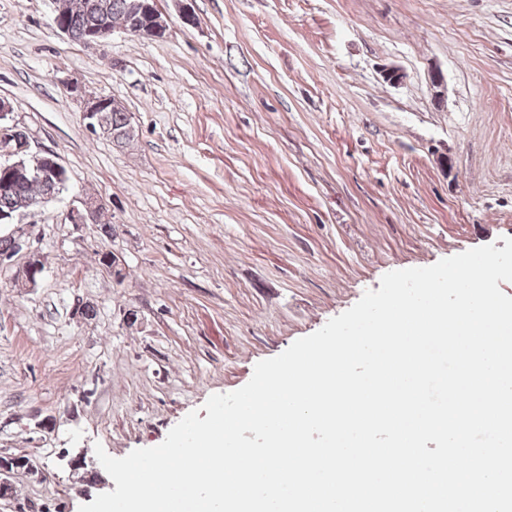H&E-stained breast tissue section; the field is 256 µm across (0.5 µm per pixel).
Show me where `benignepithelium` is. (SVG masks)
Segmentation results:
<instances>
[{
    "label": "benign epithelium",
    "instance_id": "benign-epithelium-1",
    "mask_svg": "<svg viewBox=\"0 0 512 512\" xmlns=\"http://www.w3.org/2000/svg\"><path fill=\"white\" fill-rule=\"evenodd\" d=\"M167 24L155 7V0H133L129 8L128 24L123 32L139 37H160L166 32ZM121 108V104L105 96L92 99L84 111V119L89 129L94 130L101 125L102 108ZM15 108L7 100L0 99V193H10L17 185L32 180H45L49 177L56 181L65 179V167L59 157L52 152H33L30 149L28 136L20 128L14 118ZM98 205L86 201L82 207H73L66 213L71 224H88L94 220ZM33 209L23 206L22 209L8 215H0V228L5 236L12 241L10 249L0 253V266L10 263L12 258L28 248L29 239L26 228L30 226L27 218ZM44 272V263L39 255L33 253L28 264L22 271L24 282L28 286L36 285ZM27 463L22 455H14L7 460H0V498H7L12 493L11 475L13 469Z\"/></svg>",
    "mask_w": 512,
    "mask_h": 512
}]
</instances>
